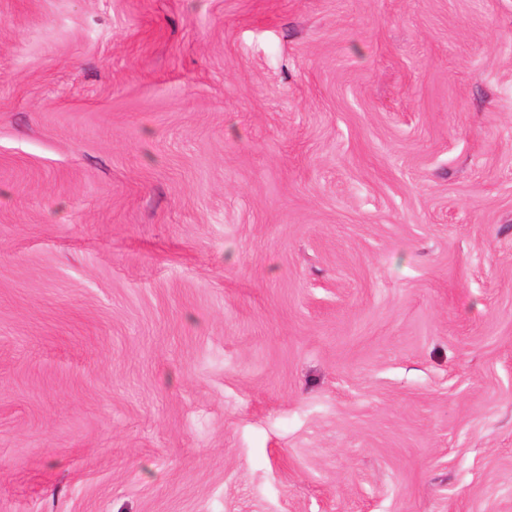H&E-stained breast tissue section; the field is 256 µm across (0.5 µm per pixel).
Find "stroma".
I'll list each match as a JSON object with an SVG mask.
<instances>
[{"mask_svg":"<svg viewBox=\"0 0 512 512\" xmlns=\"http://www.w3.org/2000/svg\"><path fill=\"white\" fill-rule=\"evenodd\" d=\"M0 512H512V0H0Z\"/></svg>","mask_w":512,"mask_h":512,"instance_id":"obj_1","label":"stroma"}]
</instances>
